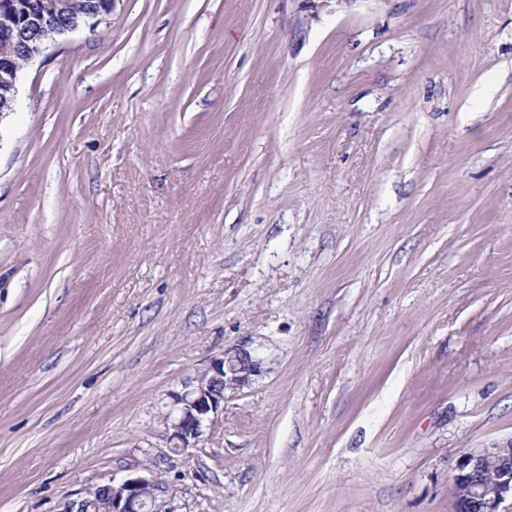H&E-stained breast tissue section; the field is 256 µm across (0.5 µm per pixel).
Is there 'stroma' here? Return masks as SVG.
Instances as JSON below:
<instances>
[{
  "label": "stroma",
  "mask_w": 512,
  "mask_h": 512,
  "mask_svg": "<svg viewBox=\"0 0 512 512\" xmlns=\"http://www.w3.org/2000/svg\"><path fill=\"white\" fill-rule=\"evenodd\" d=\"M251 353L173 455L168 391ZM512 439V0H117L0 116V512H452ZM167 492L166 484L153 472L130 475L89 488L84 496L68 500L62 512H171L166 507Z\"/></svg>",
  "instance_id": "35a3bbf8"
}]
</instances>
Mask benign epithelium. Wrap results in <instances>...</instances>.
Returning <instances> with one entry per match:
<instances>
[{
    "instance_id": "obj_1",
    "label": "benign epithelium",
    "mask_w": 512,
    "mask_h": 512,
    "mask_svg": "<svg viewBox=\"0 0 512 512\" xmlns=\"http://www.w3.org/2000/svg\"><path fill=\"white\" fill-rule=\"evenodd\" d=\"M115 2L103 0L105 10L90 14L80 25L68 22L62 14L69 0H52L51 9L61 18L55 24L46 23L43 13L27 0H0V98L9 104L17 94L21 68L14 52H20L29 63L56 38L84 25L93 28L101 24L112 14ZM256 366L247 351L229 359L217 357L202 373L183 382L181 389L168 392L162 419L169 430V450L183 455L198 447L203 428L224 412L225 371L246 374ZM166 493L167 486L158 475H130L88 489L84 496L67 501L62 512H171L166 507ZM450 496L453 512H509L504 503L512 501V440L456 453Z\"/></svg>"
}]
</instances>
